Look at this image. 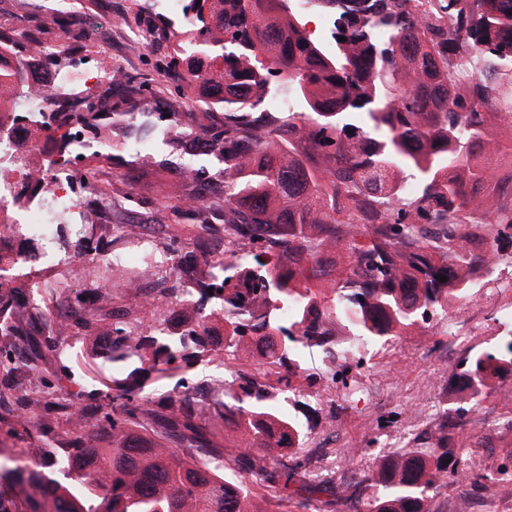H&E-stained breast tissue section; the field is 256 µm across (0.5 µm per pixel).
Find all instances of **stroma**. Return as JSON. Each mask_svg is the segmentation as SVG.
I'll use <instances>...</instances> for the list:
<instances>
[{"label": "stroma", "instance_id": "stroma-1", "mask_svg": "<svg viewBox=\"0 0 512 512\" xmlns=\"http://www.w3.org/2000/svg\"><path fill=\"white\" fill-rule=\"evenodd\" d=\"M71 2L72 12L82 13L91 6L98 11L86 55L111 57L113 65L129 79L150 84L139 111L173 112L183 126L196 130L222 126V112L203 107L194 92L177 88L163 72V61L181 38L185 24L164 17L155 0ZM150 146L154 155L169 159L173 172L159 176L142 169L127 147L107 148L86 159L81 176L94 180L99 191L86 204V224L63 228L57 246L78 254L88 243L107 254L130 252L138 245L142 225H158L155 255L160 272L156 283L173 300L193 289L194 257L215 255L223 248L224 198L214 195L206 199L212 218L209 224L200 225L183 206L188 190L175 172L183 154L157 139L151 140ZM20 247L36 254L37 260L27 273L10 281L20 304L8 318L15 336L0 337V347L15 357V383L7 395L12 398L28 392L35 380L50 386L53 394L68 397L71 406L51 407L36 423L21 422L14 411L1 417L0 460H15L74 486L80 482L78 475L60 465L69 445L72 411L77 408L90 413L83 437L97 442L102 423L92 412L112 394L108 379L127 376L136 367L132 359L110 362L114 331L152 334L155 311L138 300L136 269H127L115 287L105 289L101 286L109 275L105 268L75 265L61 271L40 261L43 247L39 242L24 240ZM510 280L512 271H495L466 299L451 302L447 319L406 331L390 350L368 347L360 366L334 379L318 371L314 385H302L300 390L275 399L276 409L295 416L308 436L305 449L312 464L307 478L340 466L349 448L358 449L359 463L371 466L376 451L404 446L429 429L438 410L456 407L459 387L452 376L458 362L468 352L487 349L512 334V323L498 320L499 309L512 301V294L502 290ZM44 283L53 284V291L43 293L40 286ZM80 295L99 306L97 320L84 322L75 307ZM61 302L72 307L73 322L65 334L47 333L44 325L51 322ZM23 329L34 330L41 337V355L33 370L27 365V345L19 335ZM225 371V358L217 354L191 361L175 376L147 378L141 387L165 416L177 380L195 390ZM313 390L320 392L321 399L311 409L307 400ZM482 405V411L471 414L468 432L488 435L489 445L466 449L465 454L473 469L487 471L512 456V428L504 426L501 419L502 411L512 408V378L493 382ZM435 507L437 512H512V481L466 498L447 493L437 499Z\"/></svg>", "mask_w": 512, "mask_h": 512}]
</instances>
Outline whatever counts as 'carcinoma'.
Masks as SVG:
<instances>
[{"label": "carcinoma", "mask_w": 512, "mask_h": 512, "mask_svg": "<svg viewBox=\"0 0 512 512\" xmlns=\"http://www.w3.org/2000/svg\"><path fill=\"white\" fill-rule=\"evenodd\" d=\"M323 2L336 9L331 52L307 37L294 0L194 4L189 37L166 68L224 112L220 132L135 124L143 81L129 82L116 102L104 88L96 112L78 111L84 96L48 97L60 128L74 123L106 142L125 127L163 136L186 155L205 141L224 164V262L216 268L203 258L213 282L196 289L180 332L167 335L159 308L158 335L118 331L112 352L161 378L172 364L219 349L242 362L202 424L189 391L171 397L175 417H163L150 396L112 378V402L97 408L112 445L85 443L74 424L62 459L83 475L82 495L40 471L0 465V512H254L256 488L273 489L279 507L298 512L329 504L325 495L354 512H432L454 485L483 493L512 479V457L480 472L462 455L466 415L480 406L467 389L479 394L512 376L511 335L466 358V403L440 411L421 442L379 456L368 472L351 462L336 477L295 483L311 459L296 420L271 402L292 390L314 353L326 369L358 365L356 344H391L426 316L445 318L481 277L512 269V184L486 179L496 150L488 124L512 136V97L500 93L503 80L512 84V0H431L433 23L416 0ZM84 24L74 14L61 29L77 43ZM69 50L48 47L44 62L65 67ZM460 70L473 75L464 99L454 92ZM275 96L288 99V111L266 108ZM490 100L502 111H485ZM408 179L417 190L405 196ZM482 185L494 189L492 208L470 191ZM254 251L252 267L244 259ZM17 303L16 291L0 284V317ZM216 322L224 324L217 346ZM252 349L261 372L248 363ZM17 405L25 420L39 421L52 402L27 394ZM230 416L243 448L235 455L213 441ZM226 456L239 479L222 473Z\"/></svg>", "instance_id": "obj_1"}]
</instances>
